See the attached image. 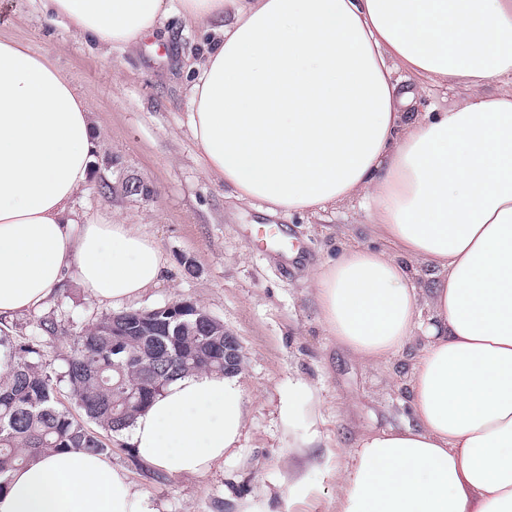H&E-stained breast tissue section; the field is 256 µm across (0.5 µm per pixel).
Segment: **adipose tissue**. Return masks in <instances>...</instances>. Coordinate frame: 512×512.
I'll return each mask as SVG.
<instances>
[{"mask_svg": "<svg viewBox=\"0 0 512 512\" xmlns=\"http://www.w3.org/2000/svg\"><path fill=\"white\" fill-rule=\"evenodd\" d=\"M208 46L188 128L204 171L268 212L357 201L386 245H343L309 285L326 335L365 364L412 352L411 418L363 435L336 468V512H512V0H179ZM104 49L131 46L168 0H43ZM464 80L460 106L412 114ZM99 136L43 56L0 41V317L40 308L77 268L119 305L167 261L128 224L77 225ZM433 282L417 284L418 264ZM280 414L314 447L317 386ZM245 422L237 376L177 378L126 430L170 475L201 474ZM0 512H158L101 455L56 452L10 474Z\"/></svg>", "mask_w": 512, "mask_h": 512, "instance_id": "obj_1", "label": "adipose tissue"}]
</instances>
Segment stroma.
<instances>
[{
    "label": "stroma",
    "mask_w": 512,
    "mask_h": 512,
    "mask_svg": "<svg viewBox=\"0 0 512 512\" xmlns=\"http://www.w3.org/2000/svg\"><path fill=\"white\" fill-rule=\"evenodd\" d=\"M0 41L46 57L90 105L100 131L91 177L72 201L82 223L122 222L154 239L166 260L155 286L124 303L145 310L188 299L223 322L244 356L239 382L247 416L238 443L223 465L198 475L172 476L134 457L115 437L109 460L147 494L158 512H238L241 500L268 502L271 512H336V466L364 432L408 418L409 354L363 365L326 336L308 286L310 269L334 257L343 242L373 247L384 241L357 204L311 217L269 215L229 196L207 175L188 126V65L204 49L202 27L171 10L156 37L105 51L87 43L64 19H49L41 0H0ZM151 189L142 197L125 184ZM279 225L298 248L288 258L264 235ZM76 271H69L35 312L0 318L13 336L37 334L42 321L58 325L45 337L47 360L62 364L72 334L114 313ZM315 382L323 401L318 446L300 457L280 418L292 377ZM304 484L286 490L290 471Z\"/></svg>",
    "instance_id": "stroma-1"
}]
</instances>
